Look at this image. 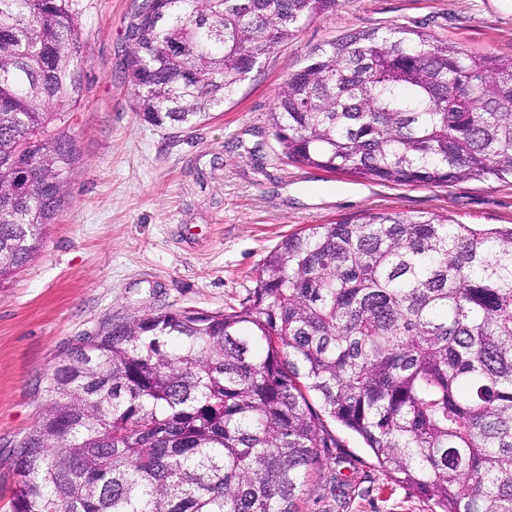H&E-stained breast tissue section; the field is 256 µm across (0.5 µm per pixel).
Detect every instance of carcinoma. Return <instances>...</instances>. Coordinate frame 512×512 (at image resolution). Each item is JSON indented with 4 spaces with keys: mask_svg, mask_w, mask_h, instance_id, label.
<instances>
[{
    "mask_svg": "<svg viewBox=\"0 0 512 512\" xmlns=\"http://www.w3.org/2000/svg\"><path fill=\"white\" fill-rule=\"evenodd\" d=\"M337 0H143L127 74L155 127L210 118ZM71 0H0V285L81 153ZM278 158L398 185L512 179V57L393 25L312 52ZM316 398L313 406L310 398ZM439 512H512V225L366 212L282 240L223 312L113 322L47 373L13 512H298L328 420Z\"/></svg>",
    "mask_w": 512,
    "mask_h": 512,
    "instance_id": "carcinoma-1",
    "label": "carcinoma"
}]
</instances>
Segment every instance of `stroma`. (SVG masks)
<instances>
[{
    "label": "stroma",
    "mask_w": 512,
    "mask_h": 512,
    "mask_svg": "<svg viewBox=\"0 0 512 512\" xmlns=\"http://www.w3.org/2000/svg\"><path fill=\"white\" fill-rule=\"evenodd\" d=\"M139 2L72 0L86 76L69 132L81 162L41 252L0 288V512H13L16 457L42 411L46 371L108 323L239 306L285 237L368 210L512 224V183L395 185L279 161L269 125L288 76L354 28L399 24L468 52L511 56L512 0H338L263 59L209 120L173 129L136 114L126 63ZM335 434L298 512H430L378 471L360 438Z\"/></svg>",
    "instance_id": "stroma-1"
}]
</instances>
